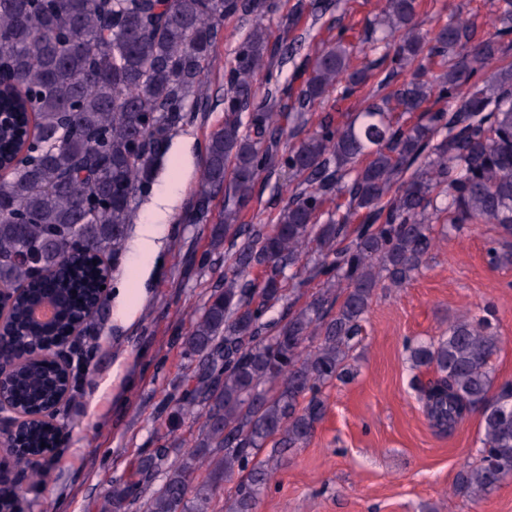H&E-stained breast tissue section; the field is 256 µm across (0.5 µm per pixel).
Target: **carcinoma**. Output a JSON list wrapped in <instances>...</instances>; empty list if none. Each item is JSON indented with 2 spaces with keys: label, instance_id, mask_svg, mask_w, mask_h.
Listing matches in <instances>:
<instances>
[{
  "label": "carcinoma",
  "instance_id": "carcinoma-1",
  "mask_svg": "<svg viewBox=\"0 0 512 512\" xmlns=\"http://www.w3.org/2000/svg\"><path fill=\"white\" fill-rule=\"evenodd\" d=\"M490 2L496 30L480 38L476 20L452 17L430 35L419 0H385L371 29L384 58L357 64L341 34L295 62L305 41L294 32L304 14L326 13L319 0L296 3L275 38L264 24L273 0H0V159L9 174L0 179V285L19 291L9 327L20 331L19 345L38 346L76 321L79 360L82 337L97 334L102 277L121 259L159 161L192 113L208 109L204 78L224 20L250 21L224 68V122L206 138L184 218L208 223L215 194L226 185L233 192L211 227L212 241L228 244L224 274L180 337L196 365L164 395L160 415L170 435L175 420L201 419L198 435L174 459L165 443L137 457L100 512H207L237 473L245 477L221 512H256L281 451L313 437L326 413L323 389L347 376L376 288H402L419 273L433 225L496 224L512 235V64L480 78L507 49L512 0ZM290 62L301 83L284 89L279 70ZM383 64L403 77L396 90L353 122L327 113L288 143L299 130H285L283 117L316 111L332 91L351 98ZM274 175L287 178L276 224L246 223L256 184ZM108 253L103 270L88 264ZM42 275L55 279L50 328L29 316ZM314 281L320 288L298 305ZM283 301L284 317L266 319ZM500 347L484 316L459 317L448 335L405 345L414 367L437 374L419 386L432 428L450 435L480 411L477 461L457 486L473 496L512 477V382L493 389ZM54 364L48 354L18 370L22 407L46 410L63 386ZM58 415L31 427L11 456L33 486L47 483L37 462L62 427ZM269 443L271 455L256 460Z\"/></svg>",
  "mask_w": 512,
  "mask_h": 512
}]
</instances>
